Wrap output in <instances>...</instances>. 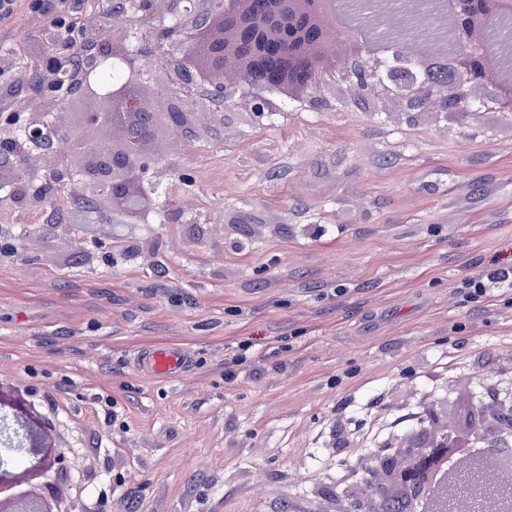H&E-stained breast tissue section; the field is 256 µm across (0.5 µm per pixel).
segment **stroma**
<instances>
[{
    "mask_svg": "<svg viewBox=\"0 0 512 512\" xmlns=\"http://www.w3.org/2000/svg\"><path fill=\"white\" fill-rule=\"evenodd\" d=\"M12 41L24 100L43 46ZM223 118L157 156L150 223L77 214L74 180L0 223V391L70 449L67 512H307L421 404L512 391V292H457L512 268V118L347 91ZM152 347L192 370L144 376ZM467 301L483 298L487 288H512V270L500 269L464 280L458 287Z\"/></svg>",
    "mask_w": 512,
    "mask_h": 512,
    "instance_id": "stroma-1",
    "label": "stroma"
}]
</instances>
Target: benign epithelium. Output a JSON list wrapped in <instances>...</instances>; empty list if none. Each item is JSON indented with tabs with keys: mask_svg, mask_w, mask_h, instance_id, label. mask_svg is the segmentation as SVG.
Returning <instances> with one entry per match:
<instances>
[{
	"mask_svg": "<svg viewBox=\"0 0 512 512\" xmlns=\"http://www.w3.org/2000/svg\"><path fill=\"white\" fill-rule=\"evenodd\" d=\"M324 11L334 12L332 0H113L112 14L103 20L102 29L86 35V41L99 49L98 63L113 62L133 70L157 49L165 59L180 60L179 80L187 86L203 84L206 97L186 101L168 94L160 99L147 95L136 82L118 96L110 90L97 91L107 112L89 110L82 113V122L93 128L110 117L112 128L122 131L120 142L96 150L74 149L73 154H83L81 163L54 168L52 179L61 182L78 177L84 199L95 200L133 223L141 211L150 208L144 191L151 170V155L145 149L146 116L157 104L165 108L170 129L191 136L198 113L209 112L217 120L226 104L243 102L255 119L266 118L275 109L271 94L291 101L305 98L326 107L323 90L325 77L331 73L338 74L341 85L353 93L372 97L379 110L390 105L409 117L426 112L450 116L479 112L491 103L497 111L512 116V81H490V44L486 41L491 23L512 20V0H433L427 16L419 14L418 0H404L401 12L384 0L369 23L354 28L335 20L326 31L310 23L314 14ZM216 19L234 32L237 52L252 59L253 84L224 80L222 43L205 55H193L194 43ZM418 28L431 36L435 48L428 64L436 67L435 74L444 81L461 88L469 105L421 75L419 59L411 51ZM379 30L387 34L380 43L373 38ZM136 39L143 40L144 46L134 50ZM17 125L25 129V135L0 131V169L20 153L46 161L56 157L60 149L57 122L47 121L45 113L38 111L18 114ZM2 192L20 208L32 203L22 170L12 171L7 179L0 177ZM488 415L492 423L483 428V446L511 448L512 403L493 402L476 411L465 410L453 428L439 429L434 421L422 443L404 442L397 455L379 459L387 477L369 484L368 498L382 504L397 493L417 512H512L509 475L501 487L480 498L461 491L462 477L481 480L476 461L447 480H439L434 491L429 484V473L440 464L439 449L468 441L477 434L473 422ZM13 418L22 427L24 447L0 444V512H54L55 493L47 490L43 478L53 469H66L69 457L55 446L37 416L17 408ZM24 448L31 450L34 462L16 465L4 458Z\"/></svg>",
	"mask_w": 512,
	"mask_h": 512,
	"instance_id": "1",
	"label": "benign epithelium"
}]
</instances>
